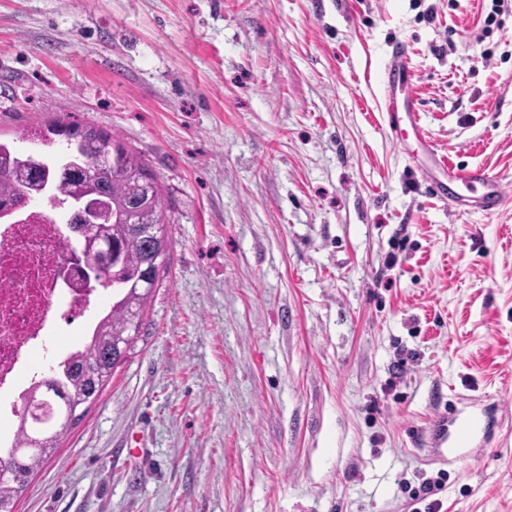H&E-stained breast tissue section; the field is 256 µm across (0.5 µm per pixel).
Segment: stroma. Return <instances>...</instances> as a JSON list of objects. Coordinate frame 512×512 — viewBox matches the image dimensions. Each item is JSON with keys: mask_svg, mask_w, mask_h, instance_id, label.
<instances>
[{"mask_svg": "<svg viewBox=\"0 0 512 512\" xmlns=\"http://www.w3.org/2000/svg\"><path fill=\"white\" fill-rule=\"evenodd\" d=\"M0 0V140L59 114L163 188L167 267L135 351L20 512H512V207L453 212L395 148L405 41L424 123L512 195V0ZM406 358L403 371L392 368ZM466 396L477 459L424 460ZM144 456H129L132 441ZM445 474L440 473L436 478H427L422 481L418 489L412 490L411 500L414 501L413 512H441L443 504L439 498H434L443 491ZM420 505V507H415Z\"/></svg>", "mask_w": 512, "mask_h": 512, "instance_id": "obj_1", "label": "stroma"}]
</instances>
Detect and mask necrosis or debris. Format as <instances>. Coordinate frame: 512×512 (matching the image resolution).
Wrapping results in <instances>:
<instances>
[{
	"label": "necrosis or debris",
	"instance_id": "4bbe7bcc",
	"mask_svg": "<svg viewBox=\"0 0 512 512\" xmlns=\"http://www.w3.org/2000/svg\"><path fill=\"white\" fill-rule=\"evenodd\" d=\"M70 230L57 211L39 202L0 221V419L9 420L46 369L66 359L54 339L64 330L50 312L64 305L90 338L107 304L108 288H69L58 277L69 260Z\"/></svg>",
	"mask_w": 512,
	"mask_h": 512
}]
</instances>
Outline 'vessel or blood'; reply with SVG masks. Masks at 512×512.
Wrapping results in <instances>:
<instances>
[{"label": "vessel or blood", "mask_w": 512, "mask_h": 512, "mask_svg": "<svg viewBox=\"0 0 512 512\" xmlns=\"http://www.w3.org/2000/svg\"><path fill=\"white\" fill-rule=\"evenodd\" d=\"M416 79L405 43H392L383 67L388 127L395 147L407 156L418 185L459 209L476 208L487 215L502 212L512 200L506 193L503 176L481 164H456L440 152L423 124L414 92ZM494 426L485 411L451 407L432 420L427 430L428 443L436 448L438 457L462 459L467 449L486 440Z\"/></svg>", "instance_id": "1"}]
</instances>
